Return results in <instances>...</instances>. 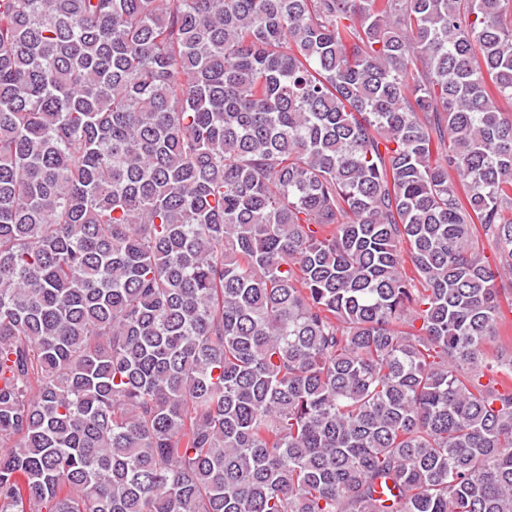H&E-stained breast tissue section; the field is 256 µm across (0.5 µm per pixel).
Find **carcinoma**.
Returning <instances> with one entry per match:
<instances>
[{
  "mask_svg": "<svg viewBox=\"0 0 512 512\" xmlns=\"http://www.w3.org/2000/svg\"><path fill=\"white\" fill-rule=\"evenodd\" d=\"M505 104L512 0H0V512H512Z\"/></svg>",
  "mask_w": 512,
  "mask_h": 512,
  "instance_id": "cac0c4a2",
  "label": "carcinoma"
}]
</instances>
